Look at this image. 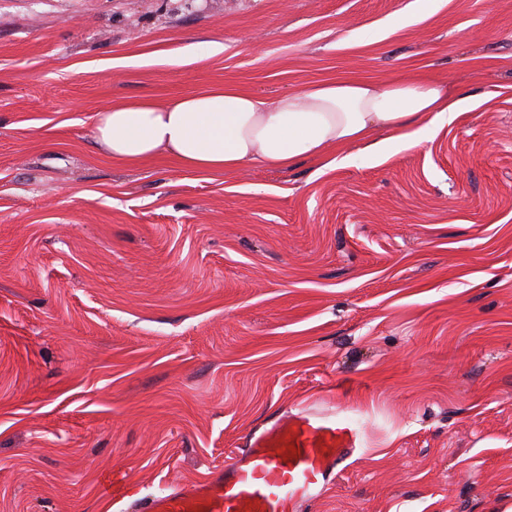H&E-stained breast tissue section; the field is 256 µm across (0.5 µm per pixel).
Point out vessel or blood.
Returning a JSON list of instances; mask_svg holds the SVG:
<instances>
[{"mask_svg":"<svg viewBox=\"0 0 512 512\" xmlns=\"http://www.w3.org/2000/svg\"><path fill=\"white\" fill-rule=\"evenodd\" d=\"M335 413L303 407L252 437L244 455L203 481L147 498L143 512H299L360 447Z\"/></svg>","mask_w":512,"mask_h":512,"instance_id":"vessel-or-blood-1","label":"vessel or blood"}]
</instances>
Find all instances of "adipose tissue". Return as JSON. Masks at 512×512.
I'll return each mask as SVG.
<instances>
[{
    "instance_id": "ef3b65f1",
    "label": "adipose tissue",
    "mask_w": 512,
    "mask_h": 512,
    "mask_svg": "<svg viewBox=\"0 0 512 512\" xmlns=\"http://www.w3.org/2000/svg\"><path fill=\"white\" fill-rule=\"evenodd\" d=\"M468 104L447 81L432 77L377 82L349 73L273 99L227 81L99 112L96 141L112 162L126 166L163 155L192 172L284 169L302 160L327 168L351 163L345 152L351 145L370 155L394 144L420 146Z\"/></svg>"
}]
</instances>
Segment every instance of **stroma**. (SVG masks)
Instances as JSON below:
<instances>
[{"instance_id": "obj_1", "label": "stroma", "mask_w": 512, "mask_h": 512, "mask_svg": "<svg viewBox=\"0 0 512 512\" xmlns=\"http://www.w3.org/2000/svg\"><path fill=\"white\" fill-rule=\"evenodd\" d=\"M347 72L472 107L323 171L95 139L130 99ZM304 406L364 446L301 512H512V0H0V512H140Z\"/></svg>"}]
</instances>
